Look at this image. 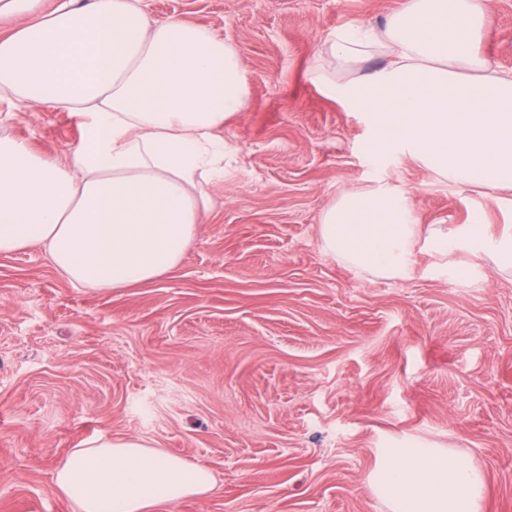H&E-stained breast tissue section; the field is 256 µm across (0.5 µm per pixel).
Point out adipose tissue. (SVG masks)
<instances>
[{
  "mask_svg": "<svg viewBox=\"0 0 512 512\" xmlns=\"http://www.w3.org/2000/svg\"><path fill=\"white\" fill-rule=\"evenodd\" d=\"M0 97L80 122L51 156L0 135V254L37 244L70 283L111 292L172 271L224 173V121L249 88L238 50L207 27L149 20L138 0H0ZM485 0H404L383 25L352 26L324 50L344 66L383 65L335 84L369 113L372 155L392 145L458 185L512 188V72L481 51ZM323 249L354 268L408 278L421 238L388 185L344 190L323 213ZM55 485L78 512H155L209 493L206 467L137 438L74 449ZM368 481L387 512H482L485 475L468 456L421 440L382 449Z\"/></svg>",
  "mask_w": 512,
  "mask_h": 512,
  "instance_id": "obj_1",
  "label": "adipose tissue"
}]
</instances>
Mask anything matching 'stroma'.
I'll list each match as a JSON object with an SVG mask.
<instances>
[{"label": "stroma", "instance_id": "1", "mask_svg": "<svg viewBox=\"0 0 512 512\" xmlns=\"http://www.w3.org/2000/svg\"><path fill=\"white\" fill-rule=\"evenodd\" d=\"M240 52L249 93L224 125V176L181 263L112 293L76 286L32 245L0 255V512H77L54 475L73 449L135 437L209 467L166 512H387L366 478L391 440L469 456L483 512H512V274L423 247L406 279L327 254L322 212L384 181L422 233L512 230V190L441 178L399 146L370 159L365 113L310 65L401 0H142ZM482 50L512 70V0H487ZM62 155L69 113L0 99V134Z\"/></svg>", "mask_w": 512, "mask_h": 512}]
</instances>
